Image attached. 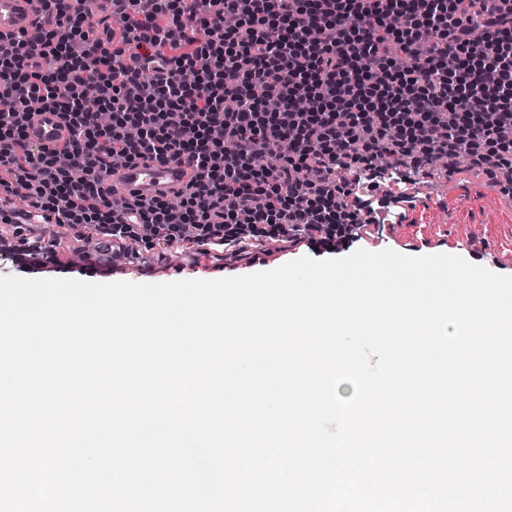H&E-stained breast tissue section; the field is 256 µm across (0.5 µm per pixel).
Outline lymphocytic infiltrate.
<instances>
[{
  "label": "lymphocytic infiltrate",
  "instance_id": "1",
  "mask_svg": "<svg viewBox=\"0 0 512 512\" xmlns=\"http://www.w3.org/2000/svg\"><path fill=\"white\" fill-rule=\"evenodd\" d=\"M46 21L0 44V194L54 214L74 235L208 247L359 238L362 207L340 171L375 175L380 156L421 172L433 159L500 173L512 193V8L486 0H112L120 32L86 26L96 0H42ZM94 89L108 124L86 111ZM31 99L69 139L36 148ZM288 155L255 156L275 141ZM188 162L174 197L114 200V158ZM0 225L19 271L55 249Z\"/></svg>",
  "mask_w": 512,
  "mask_h": 512
}]
</instances>
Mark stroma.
Segmentation results:
<instances>
[{"instance_id": "stroma-1", "label": "stroma", "mask_w": 512, "mask_h": 512, "mask_svg": "<svg viewBox=\"0 0 512 512\" xmlns=\"http://www.w3.org/2000/svg\"><path fill=\"white\" fill-rule=\"evenodd\" d=\"M430 184L447 189L446 198L431 207L411 214L398 237L389 236L385 229L368 228L357 241V248L371 252L398 250L411 245L413 255H458L469 262L495 273L512 276V266L496 264L498 252L512 246V199H506L486 176L484 170L465 164L457 166L452 176L433 175ZM165 260L147 258L143 262L124 265L117 273L120 281L160 283L182 279H215L218 276H241L277 268L302 256L311 255L306 244L291 245L253 261L244 254L225 266L223 259L206 257L185 251L179 243L165 247ZM183 257L187 269L173 266L172 260Z\"/></svg>"}]
</instances>
